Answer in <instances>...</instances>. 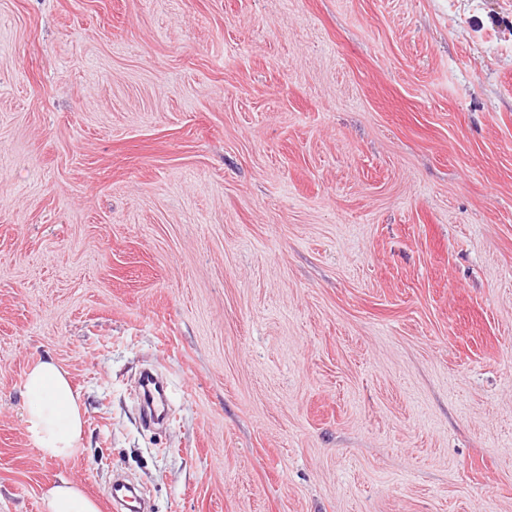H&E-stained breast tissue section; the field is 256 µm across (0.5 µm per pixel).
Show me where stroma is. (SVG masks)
Wrapping results in <instances>:
<instances>
[{
	"label": "stroma",
	"instance_id": "35a3bbf8",
	"mask_svg": "<svg viewBox=\"0 0 512 512\" xmlns=\"http://www.w3.org/2000/svg\"><path fill=\"white\" fill-rule=\"evenodd\" d=\"M47 356L67 461L23 422ZM118 474L152 512H512V0H0V512H121ZM24 425L44 458L69 460L80 454L85 428L68 373L51 358L38 359L24 381ZM148 376L147 375H144L142 378H141V381L140 383H142V381L144 379H146ZM152 383H154L155 385V382L153 381V379L151 378H147L144 385H143V390H142V399H143V402L147 405V411L157 417V418H160V419H166L167 417V400H168V397H167V389H166V386L164 385V383H162V385L158 388L154 387V389H152L151 385ZM46 512H99L95 499L77 484L63 480L45 493Z\"/></svg>",
	"mask_w": 512,
	"mask_h": 512
}]
</instances>
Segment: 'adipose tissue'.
I'll return each instance as SVG.
<instances>
[{"mask_svg": "<svg viewBox=\"0 0 512 512\" xmlns=\"http://www.w3.org/2000/svg\"><path fill=\"white\" fill-rule=\"evenodd\" d=\"M23 396L25 431L38 453L61 461L79 455L85 418L67 372L53 359L35 361L26 373ZM45 508L46 512H99L95 499L66 480L47 489Z\"/></svg>", "mask_w": 512, "mask_h": 512, "instance_id": "1", "label": "adipose tissue"}]
</instances>
